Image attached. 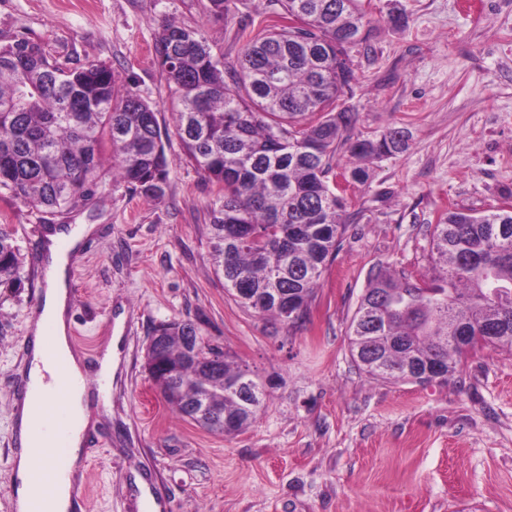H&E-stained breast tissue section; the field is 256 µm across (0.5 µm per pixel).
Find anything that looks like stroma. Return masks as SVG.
Masks as SVG:
<instances>
[{
	"label": "stroma",
	"instance_id": "obj_1",
	"mask_svg": "<svg viewBox=\"0 0 512 512\" xmlns=\"http://www.w3.org/2000/svg\"><path fill=\"white\" fill-rule=\"evenodd\" d=\"M371 0L374 29L349 55L344 97L354 134L404 130L408 149L347 186L348 227L327 264L310 316L295 329L235 300L213 273L215 190L187 163L165 75L153 52L161 19L199 28L234 62L240 27L262 34L269 0H230L223 21L207 0H0V44L40 42L67 67L112 65L121 88L159 105L169 161L162 202L113 181L92 205L53 217L0 200L15 225L29 279L0 295V512L9 480L13 389L46 229L95 224L73 258L70 329L93 350L122 334L112 422L84 462L87 512H141L132 479L164 495L166 512H512V352L471 353L445 383L376 381L359 369L350 319L382 268L419 278L430 232L448 209L481 211L512 193V0ZM399 9L403 27L388 23ZM190 318L211 344L249 367L265 396L244 431L221 434L178 417L144 370L154 325Z\"/></svg>",
	"mask_w": 512,
	"mask_h": 512
}]
</instances>
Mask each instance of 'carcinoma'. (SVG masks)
<instances>
[{
  "instance_id": "cac0c4a2",
  "label": "carcinoma",
  "mask_w": 512,
  "mask_h": 512,
  "mask_svg": "<svg viewBox=\"0 0 512 512\" xmlns=\"http://www.w3.org/2000/svg\"><path fill=\"white\" fill-rule=\"evenodd\" d=\"M264 35L228 64L198 28L164 19L154 55L166 74L175 130L185 154L217 188L210 211L211 260L224 288L243 305L291 326L305 322L326 263L346 231V202L329 175L338 151L356 160L348 176L408 148L405 131L352 133L342 97L355 78L348 47L368 40L361 0H272ZM158 110L128 89L112 65L67 68L29 39L0 45V199L51 216L93 202L105 142L115 178L145 199L166 195L167 157ZM433 279L379 270L351 319V355L368 376L421 383L426 368L456 374L477 347L512 351V204L481 212L454 209L434 225ZM16 230L0 224V288L22 287ZM297 310L290 318L286 304ZM175 323L167 342L146 352L168 364L160 383L183 418L218 433L245 430L261 408V383L223 358L206 373L209 345L182 358ZM465 336L461 344L453 337Z\"/></svg>"
}]
</instances>
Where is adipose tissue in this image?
<instances>
[{
  "mask_svg": "<svg viewBox=\"0 0 512 512\" xmlns=\"http://www.w3.org/2000/svg\"><path fill=\"white\" fill-rule=\"evenodd\" d=\"M61 232L49 234L46 264L49 286L45 291L43 310L34 327L32 358L28 374L40 384L46 395L30 403L19 421L31 433V445L22 449L16 459L18 476L23 484L18 512H68V487L84 465L83 434L70 436L64 450L54 443V424L58 411L79 414L83 425H91L90 413L85 410L87 393L75 389L59 396H50L51 387L83 379L85 367L81 359L70 356L66 365L57 368L50 363L54 351L70 348L68 336L69 281L67 255L59 253L57 243Z\"/></svg>",
  "mask_w": 512,
  "mask_h": 512,
  "instance_id": "adipose-tissue-1",
  "label": "adipose tissue"
}]
</instances>
